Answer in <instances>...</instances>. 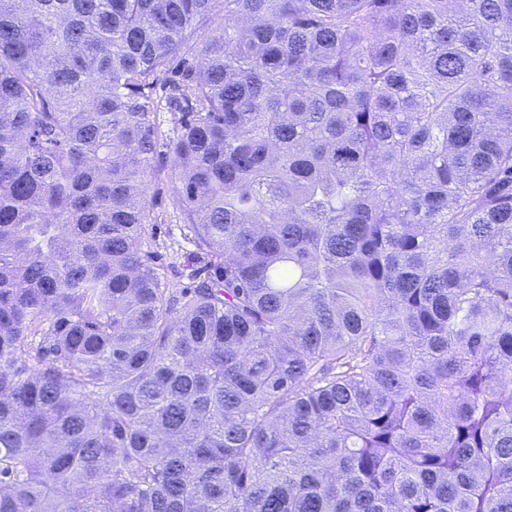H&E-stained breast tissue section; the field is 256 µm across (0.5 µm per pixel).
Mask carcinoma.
Here are the masks:
<instances>
[{
	"label": "carcinoma",
	"mask_w": 512,
	"mask_h": 512,
	"mask_svg": "<svg viewBox=\"0 0 512 512\" xmlns=\"http://www.w3.org/2000/svg\"><path fill=\"white\" fill-rule=\"evenodd\" d=\"M0 512H512V0H0ZM153 166L156 177L152 178L150 184L149 199L153 204L157 224L149 226L140 248L164 274L167 288L176 294L192 286L193 280L188 277L191 269L201 270L203 277L206 271L204 268L212 264L213 260L204 254H200V258L192 256L197 251L196 246L174 202L173 184L168 177L172 162L162 145L154 156Z\"/></svg>",
	"instance_id": "obj_1"
}]
</instances>
